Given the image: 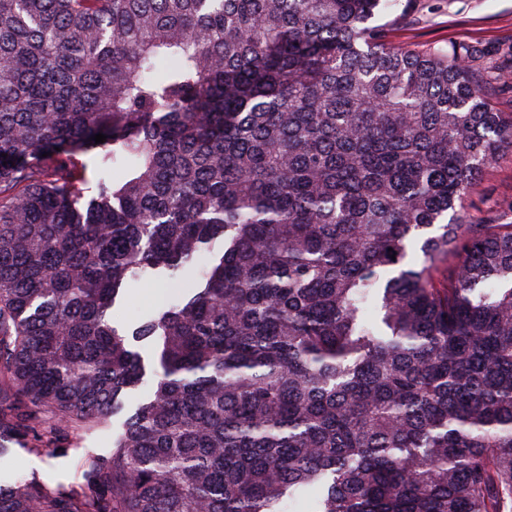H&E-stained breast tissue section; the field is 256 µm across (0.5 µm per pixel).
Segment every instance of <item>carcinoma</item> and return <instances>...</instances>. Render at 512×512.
Instances as JSON below:
<instances>
[{
	"label": "carcinoma",
	"mask_w": 512,
	"mask_h": 512,
	"mask_svg": "<svg viewBox=\"0 0 512 512\" xmlns=\"http://www.w3.org/2000/svg\"><path fill=\"white\" fill-rule=\"evenodd\" d=\"M399 2L0 0V460L152 383L0 512H512V203L465 207L512 44L397 46ZM148 290L156 292L163 301L169 297L167 289L161 286L155 285L154 288H146L144 283H134L124 300L117 303L112 310L114 326L127 330L142 318L145 311L148 310V305L143 300V295ZM65 452L53 456L29 455L18 452L6 464L12 481L29 478L37 474L50 482H72L81 476L82 460L88 454L105 453L112 447V431L98 430L91 433L76 434L67 439Z\"/></svg>",
	"instance_id": "1"
}]
</instances>
